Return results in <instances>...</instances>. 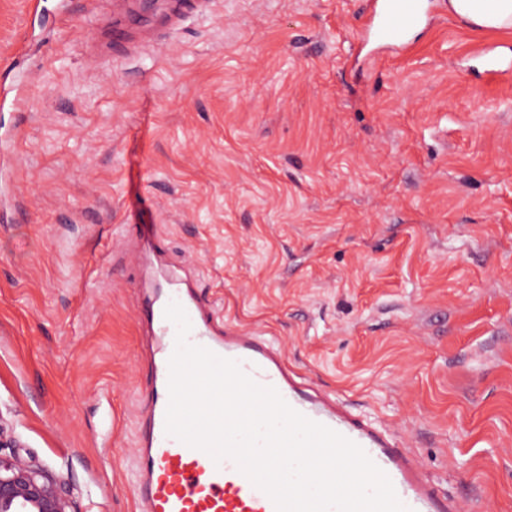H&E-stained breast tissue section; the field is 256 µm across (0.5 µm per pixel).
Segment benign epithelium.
<instances>
[{
    "label": "benign epithelium",
    "instance_id": "obj_1",
    "mask_svg": "<svg viewBox=\"0 0 512 512\" xmlns=\"http://www.w3.org/2000/svg\"><path fill=\"white\" fill-rule=\"evenodd\" d=\"M0 512H80L64 483L44 466L0 455Z\"/></svg>",
    "mask_w": 512,
    "mask_h": 512
}]
</instances>
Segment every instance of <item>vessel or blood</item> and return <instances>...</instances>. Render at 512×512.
<instances>
[{"mask_svg": "<svg viewBox=\"0 0 512 512\" xmlns=\"http://www.w3.org/2000/svg\"><path fill=\"white\" fill-rule=\"evenodd\" d=\"M191 7L206 11L208 0H112V28L125 31L124 49L132 55L143 50L145 36L140 30L126 32L127 22H146L155 9L172 22ZM422 16L421 0H382L367 27L401 46ZM122 236L143 251L152 266L141 283L147 301L138 315L157 341L151 364V411L135 452L140 476L135 495L144 512H276L273 501L240 473L232 460L214 462L207 453L188 447L165 431L169 359L177 327L164 312L173 302L183 307L191 322L188 343L238 361L244 373L259 385L275 387L293 409L359 445L390 478L406 512H463V502L439 495L397 437L355 415L340 399L306 387L272 337L252 328H222L189 277L158 265L166 247L154 225H139L135 231H123Z\"/></svg>", "mask_w": 512, "mask_h": 512, "instance_id": "b4317fda", "label": "vessel or blood"}]
</instances>
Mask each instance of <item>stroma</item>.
<instances>
[{
  "instance_id": "1",
  "label": "stroma",
  "mask_w": 512,
  "mask_h": 512,
  "mask_svg": "<svg viewBox=\"0 0 512 512\" xmlns=\"http://www.w3.org/2000/svg\"><path fill=\"white\" fill-rule=\"evenodd\" d=\"M0 0V75L28 92L0 223V438L81 512H139L150 406L143 275L159 225L225 325L394 433L471 512H512V74L440 6L407 48L369 0H211L101 65L110 0ZM32 35L35 68L15 44Z\"/></svg>"
}]
</instances>
